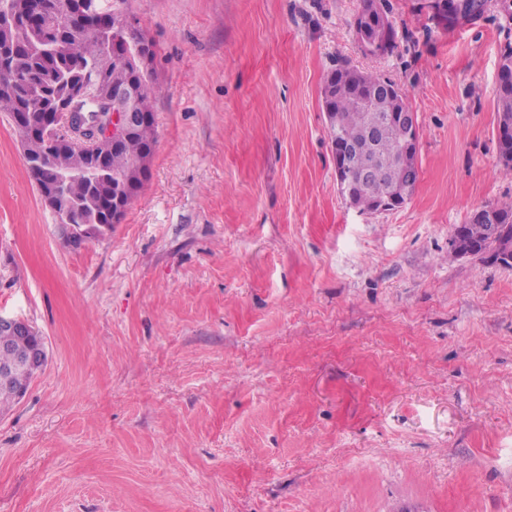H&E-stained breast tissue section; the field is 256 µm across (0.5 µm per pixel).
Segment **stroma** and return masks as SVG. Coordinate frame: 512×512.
I'll list each match as a JSON object with an SVG mask.
<instances>
[{"mask_svg":"<svg viewBox=\"0 0 512 512\" xmlns=\"http://www.w3.org/2000/svg\"><path fill=\"white\" fill-rule=\"evenodd\" d=\"M155 44L150 175L68 247L0 112V314L48 361L0 414V512H512V265L453 256L512 201L496 0H125ZM346 63L421 127L395 210L340 196L321 88ZM386 0H363L361 13L357 19L358 31H361V25L365 23L368 26V32L364 33L365 38L369 42H379L384 48L386 54H389L396 47L397 31L393 22L389 19L388 12L385 8ZM374 19L371 24L366 19ZM416 171L417 172L415 181L414 174L410 172L406 180V185L403 188L393 187L391 189L386 190L382 194V196L379 199V210L398 209L405 206L410 201L411 196L420 179V167L418 163ZM487 207L494 209L499 214L500 224H497L496 214ZM469 221L484 224L489 231L493 232H496L501 224H509L505 232L512 238V202L500 205L488 204L486 207L477 208L469 217Z\"/></svg>","mask_w":512,"mask_h":512,"instance_id":"stroma-1","label":"stroma"}]
</instances>
